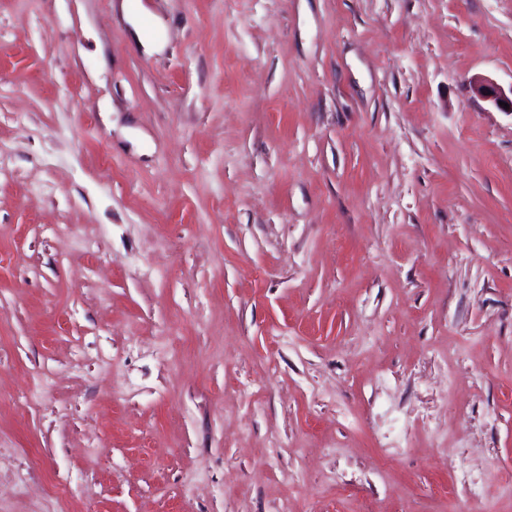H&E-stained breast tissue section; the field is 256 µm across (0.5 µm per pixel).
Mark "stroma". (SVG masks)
I'll return each instance as SVG.
<instances>
[{"label": "stroma", "instance_id": "obj_1", "mask_svg": "<svg viewBox=\"0 0 512 512\" xmlns=\"http://www.w3.org/2000/svg\"><path fill=\"white\" fill-rule=\"evenodd\" d=\"M0 0V512H512V0ZM130 0H124L122 8L126 18L133 28L134 36L136 37L139 45L144 49L146 53L155 52L162 47L161 33L157 29L151 35L144 33L143 22L144 14H147L145 7L139 2V4H130ZM472 89L474 93L489 100L497 108L503 110L504 112H512V86L509 88L508 92H506L505 89L493 83L492 81L479 78L473 82ZM487 92H490V95H487ZM499 101L507 103L509 105V110H506L500 106Z\"/></svg>", "mask_w": 512, "mask_h": 512}]
</instances>
